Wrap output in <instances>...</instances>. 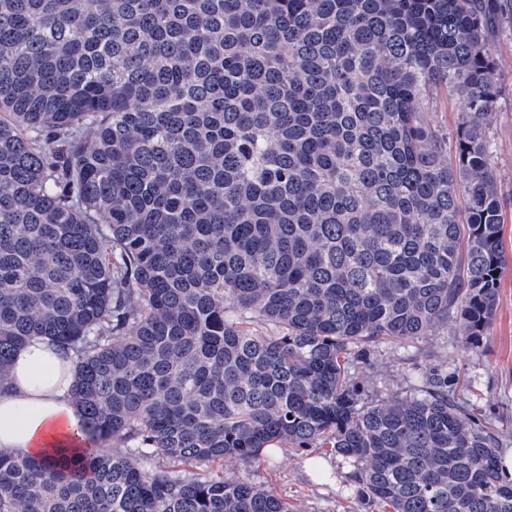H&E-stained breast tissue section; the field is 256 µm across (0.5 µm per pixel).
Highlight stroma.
Here are the masks:
<instances>
[{"instance_id":"obj_1","label":"stroma","mask_w":512,"mask_h":512,"mask_svg":"<svg viewBox=\"0 0 512 512\" xmlns=\"http://www.w3.org/2000/svg\"><path fill=\"white\" fill-rule=\"evenodd\" d=\"M502 87L486 120L493 145L495 176L504 215L505 252L491 322L474 345L463 343L456 323L435 327L412 346L382 343L376 348L363 381L366 401L412 396L416 364L447 363L449 374H462L455 387L476 415L502 425L501 437L512 452V24L504 23L492 46ZM462 103L444 91L427 102V116L448 139H455ZM353 464L327 448L280 449L247 467L228 457L224 473L243 475L258 487L287 501L292 512H379L357 493L350 475Z\"/></svg>"}]
</instances>
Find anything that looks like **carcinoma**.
I'll list each match as a JSON object with an SVG mask.
<instances>
[{
	"instance_id": "1",
	"label": "carcinoma",
	"mask_w": 512,
	"mask_h": 512,
	"mask_svg": "<svg viewBox=\"0 0 512 512\" xmlns=\"http://www.w3.org/2000/svg\"><path fill=\"white\" fill-rule=\"evenodd\" d=\"M512 0H0V382L75 355L88 444L0 453V512H290L212 466L330 448L384 512H512L448 366L365 402L383 341L473 345L504 251L484 120ZM462 100L456 162L425 116ZM108 446H102V443Z\"/></svg>"
}]
</instances>
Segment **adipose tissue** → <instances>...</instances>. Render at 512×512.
Segmentation results:
<instances>
[{
	"label": "adipose tissue",
	"instance_id": "ef3b65f1",
	"mask_svg": "<svg viewBox=\"0 0 512 512\" xmlns=\"http://www.w3.org/2000/svg\"><path fill=\"white\" fill-rule=\"evenodd\" d=\"M74 366L42 338L16 351L0 384V452L37 456L55 443L78 447L82 412L72 395Z\"/></svg>",
	"mask_w": 512,
	"mask_h": 512
}]
</instances>
